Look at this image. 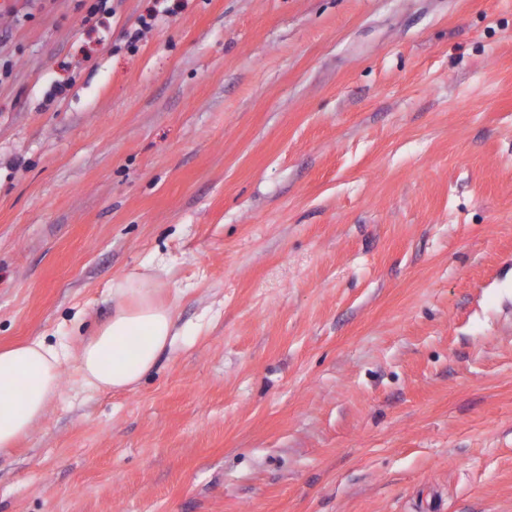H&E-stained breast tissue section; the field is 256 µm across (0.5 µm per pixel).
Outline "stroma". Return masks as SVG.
<instances>
[{
    "label": "stroma",
    "mask_w": 512,
    "mask_h": 512,
    "mask_svg": "<svg viewBox=\"0 0 512 512\" xmlns=\"http://www.w3.org/2000/svg\"><path fill=\"white\" fill-rule=\"evenodd\" d=\"M182 3L0 0V347L71 351L0 512H512V0ZM153 8L147 11L146 15H141L137 21V28L127 33L128 43L135 44L139 40L142 30L153 28L165 22L173 14L170 6L166 4L169 0H156ZM154 275L131 274L112 288V315L82 339L79 370L93 390L134 388L179 336L172 305L160 299ZM132 336L140 338L129 348ZM112 354V363L106 358Z\"/></svg>",
    "instance_id": "35a3bbf8"
}]
</instances>
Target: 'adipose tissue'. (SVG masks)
<instances>
[{"label":"adipose tissue","mask_w":512,"mask_h":512,"mask_svg":"<svg viewBox=\"0 0 512 512\" xmlns=\"http://www.w3.org/2000/svg\"><path fill=\"white\" fill-rule=\"evenodd\" d=\"M155 276L136 273L112 289V315L81 342L79 370L94 390L134 388L178 334ZM63 348L36 338L0 348V457L26 440L60 392Z\"/></svg>","instance_id":"ef3b65f1"}]
</instances>
